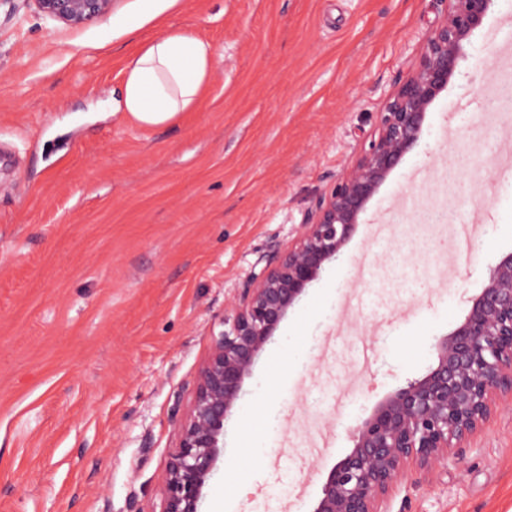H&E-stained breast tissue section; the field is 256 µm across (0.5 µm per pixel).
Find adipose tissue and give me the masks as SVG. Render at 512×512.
Wrapping results in <instances>:
<instances>
[{
	"mask_svg": "<svg viewBox=\"0 0 512 512\" xmlns=\"http://www.w3.org/2000/svg\"><path fill=\"white\" fill-rule=\"evenodd\" d=\"M215 63L209 43L183 30H165L127 58L118 108L147 128L171 125L200 103Z\"/></svg>",
	"mask_w": 512,
	"mask_h": 512,
	"instance_id": "1",
	"label": "adipose tissue"
}]
</instances>
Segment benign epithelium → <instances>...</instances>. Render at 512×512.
I'll return each mask as SVG.
<instances>
[{"label": "benign epithelium", "mask_w": 512, "mask_h": 512, "mask_svg": "<svg viewBox=\"0 0 512 512\" xmlns=\"http://www.w3.org/2000/svg\"><path fill=\"white\" fill-rule=\"evenodd\" d=\"M69 27L108 15L113 0H34ZM444 13L418 59L389 95L362 155L319 195L288 246H275L236 295L237 313L213 337L188 406L175 400L177 443L160 512H205V490L224 454V433L250 375L280 323L338 259L361 213L422 138L430 105L455 75L464 44L493 0H440ZM435 364L378 401L353 430L350 452L329 470L312 512H384L409 470L429 473L453 457L512 401V251L489 268L463 319L434 344Z\"/></svg>", "instance_id": "7a95c632"}]
</instances>
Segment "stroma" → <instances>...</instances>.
Listing matches in <instances>:
<instances>
[{
  "mask_svg": "<svg viewBox=\"0 0 512 512\" xmlns=\"http://www.w3.org/2000/svg\"><path fill=\"white\" fill-rule=\"evenodd\" d=\"M77 29L0 6V512H158L178 429L234 293L287 245L367 147L439 0H180L163 23L120 4ZM217 56L198 106L146 129L111 110L125 59L162 26ZM512 0H493L421 145L371 198L342 260L281 322L244 382L207 512H312L373 406L435 361L512 251ZM450 208L474 223L461 266ZM376 355L362 362V346ZM386 512H512V406L462 460L409 471Z\"/></svg>",
  "mask_w": 512,
  "mask_h": 512,
  "instance_id": "35a3bbf8",
  "label": "stroma"
}]
</instances>
